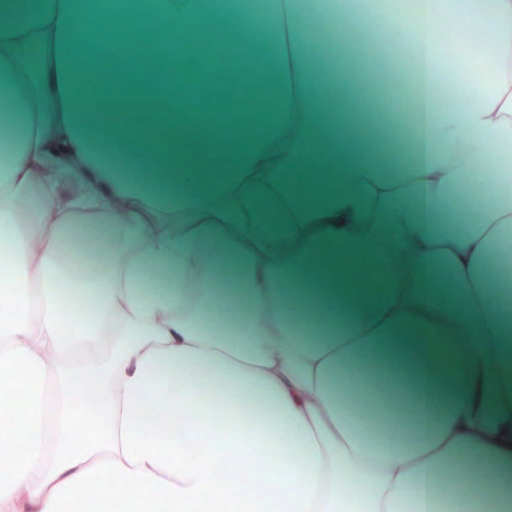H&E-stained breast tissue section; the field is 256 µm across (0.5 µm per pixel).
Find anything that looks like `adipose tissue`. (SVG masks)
<instances>
[{
  "instance_id": "adipose-tissue-1",
  "label": "adipose tissue",
  "mask_w": 512,
  "mask_h": 512,
  "mask_svg": "<svg viewBox=\"0 0 512 512\" xmlns=\"http://www.w3.org/2000/svg\"><path fill=\"white\" fill-rule=\"evenodd\" d=\"M373 4L407 100L353 93L394 172L327 90L356 0H0V512H444L464 460L512 512V191L462 188L512 167V0ZM87 22L226 56L223 103L191 66L181 112H133L152 76ZM369 357L410 422L351 406Z\"/></svg>"
}]
</instances>
